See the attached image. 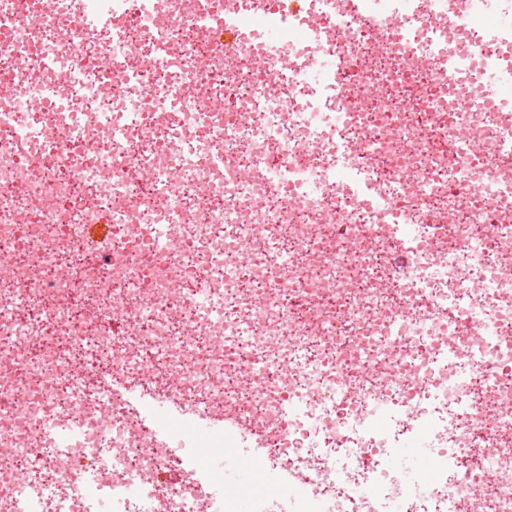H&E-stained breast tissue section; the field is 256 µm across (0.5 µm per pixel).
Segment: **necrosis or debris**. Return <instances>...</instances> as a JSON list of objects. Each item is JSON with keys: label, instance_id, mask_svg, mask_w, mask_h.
I'll list each match as a JSON object with an SVG mask.
<instances>
[{"label": "necrosis or debris", "instance_id": "4bbe7bcc", "mask_svg": "<svg viewBox=\"0 0 512 512\" xmlns=\"http://www.w3.org/2000/svg\"><path fill=\"white\" fill-rule=\"evenodd\" d=\"M236 2L226 63L204 14L162 24L157 0L89 30L0 0V512H221L219 475L161 487L177 458L112 392L146 371L180 416L249 415L260 464L304 477L257 512H512V120L468 97L498 61L478 13L463 42L417 16L391 40L343 0L258 25ZM326 48L352 80L301 83ZM417 437L423 493L388 469Z\"/></svg>", "mask_w": 512, "mask_h": 512}]
</instances>
